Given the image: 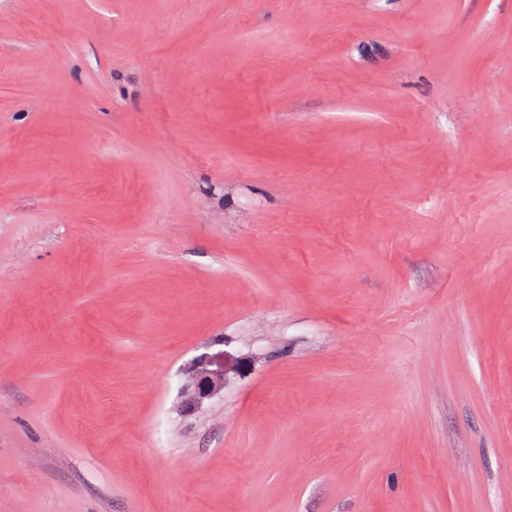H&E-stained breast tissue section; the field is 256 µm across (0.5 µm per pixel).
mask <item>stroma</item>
I'll use <instances>...</instances> for the list:
<instances>
[{
    "instance_id": "35a3bbf8",
    "label": "stroma",
    "mask_w": 512,
    "mask_h": 512,
    "mask_svg": "<svg viewBox=\"0 0 512 512\" xmlns=\"http://www.w3.org/2000/svg\"><path fill=\"white\" fill-rule=\"evenodd\" d=\"M0 512H512V0H0ZM224 389V368L209 369L206 365H197L185 389L184 406L195 408Z\"/></svg>"
}]
</instances>
